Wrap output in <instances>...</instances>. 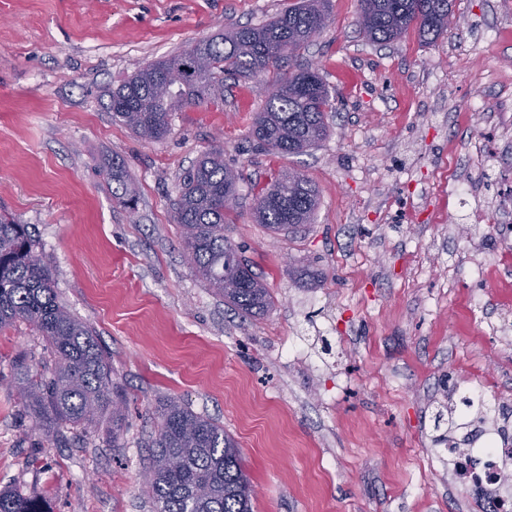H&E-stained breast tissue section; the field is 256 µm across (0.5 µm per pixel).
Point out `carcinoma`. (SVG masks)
Instances as JSON below:
<instances>
[{
    "label": "carcinoma",
    "instance_id": "carcinoma-1",
    "mask_svg": "<svg viewBox=\"0 0 512 512\" xmlns=\"http://www.w3.org/2000/svg\"><path fill=\"white\" fill-rule=\"evenodd\" d=\"M455 20L448 0H361L360 27L372 43L387 45L415 28L426 43L436 42ZM333 22L330 0H300L260 26H239L192 44L182 53L159 58L112 89V118L140 138L161 140L170 132L169 113L187 105L224 99V76L250 78L279 70L299 56ZM188 68L171 84L168 72ZM275 92L255 113L250 137L273 154H303L328 135L327 113L335 110L332 90L318 69L307 66L284 73ZM113 196L134 205L136 188L120 160L106 171ZM241 174L224 163V146L205 151L182 177L172 206V223L181 229L194 272L224 302L244 316L269 311L274 300L264 279L239 256V246L224 234L231 213L224 197L238 198ZM319 204L315 185L304 175L281 171L258 191L252 217L273 233L313 223ZM40 242L30 225L0 212V329L17 321L32 325L50 353V377L16 365L15 383L22 403L50 425H86L103 413L112 416V439L128 419V405L112 383L107 351L94 330L59 300L51 270L37 254ZM496 432L512 447V407L498 410ZM160 424L149 443L144 479L153 512H252L255 488L237 442L218 422L170 400L160 407ZM448 430L437 443L458 448L477 437L472 427L486 423L483 407L467 402L438 412ZM180 465L171 466L172 457ZM0 512H34L28 501L0 491Z\"/></svg>",
    "mask_w": 512,
    "mask_h": 512
}]
</instances>
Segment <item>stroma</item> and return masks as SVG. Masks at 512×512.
Wrapping results in <instances>:
<instances>
[{"mask_svg": "<svg viewBox=\"0 0 512 512\" xmlns=\"http://www.w3.org/2000/svg\"><path fill=\"white\" fill-rule=\"evenodd\" d=\"M295 0H0V206L34 225L56 290L111 355L128 421L47 431L14 387L46 374L32 326L0 329V489L34 512H152L143 482L156 408L176 399L223 425L254 512H483L433 441L446 395L512 405V0H453L464 24L427 44L359 30V0L301 53L336 92L328 137L300 155L257 149L269 76L170 116L148 142L108 93L152 61ZM242 174L228 234L274 298L241 317L186 260L170 210L215 139ZM124 162L134 207L106 169ZM313 182V224L275 234L251 208L273 173ZM468 182L460 220L448 191ZM490 267L487 279L478 266Z\"/></svg>", "mask_w": 512, "mask_h": 512, "instance_id": "1", "label": "stroma"}]
</instances>
